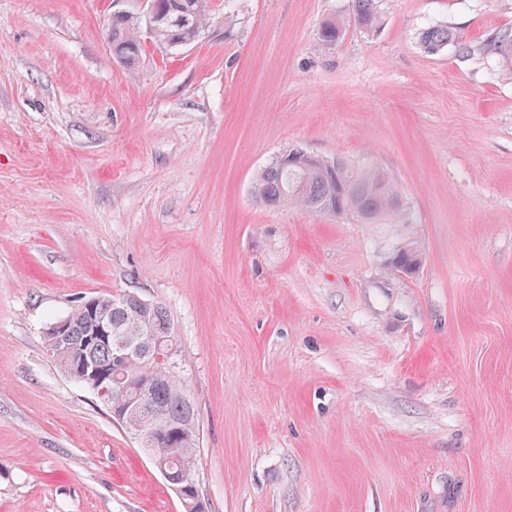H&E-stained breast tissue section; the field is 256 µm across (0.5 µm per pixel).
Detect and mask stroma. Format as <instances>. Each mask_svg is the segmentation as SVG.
<instances>
[{
  "instance_id": "1",
  "label": "stroma",
  "mask_w": 512,
  "mask_h": 512,
  "mask_svg": "<svg viewBox=\"0 0 512 512\" xmlns=\"http://www.w3.org/2000/svg\"><path fill=\"white\" fill-rule=\"evenodd\" d=\"M113 61L127 0H0V512H184L43 333L132 292L173 322L206 512H512V0H210ZM298 148L385 169L404 224L268 207ZM423 264L391 265L404 245ZM154 40L161 45L183 46L198 41L211 19L208 0H155ZM380 0H352V18L336 19L322 23L318 31V39L324 47L335 45L345 34L347 25L353 22L364 30L375 28L380 17ZM422 46L430 51H436L448 44H455L461 55H469L475 52V48L465 41L453 28L446 25L430 26L420 33ZM477 50L495 55L502 60L506 70L512 73V29L498 31Z\"/></svg>"
}]
</instances>
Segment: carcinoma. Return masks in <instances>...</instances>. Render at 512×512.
I'll return each mask as SVG.
<instances>
[{
  "label": "carcinoma",
  "instance_id": "1",
  "mask_svg": "<svg viewBox=\"0 0 512 512\" xmlns=\"http://www.w3.org/2000/svg\"><path fill=\"white\" fill-rule=\"evenodd\" d=\"M156 15L153 22L155 42L175 47L192 44L200 39L209 23L210 2L156 0ZM379 17L380 0H352L351 20L323 22L318 39L325 47L333 46L343 38L349 23L371 30L377 26ZM145 26L146 17L134 11L110 17L107 38L116 63L131 68L139 62L144 51L140 30ZM420 42L430 52L449 44L462 55L479 49L501 59L506 70L512 73V29L498 31L477 49L446 25L424 29L420 33ZM298 153V149L290 151L256 177L254 192L266 205H289L338 217L350 216L365 224L407 223L404 196L388 172L375 167L360 168L338 160L332 163L336 172L330 173L327 162L307 167L296 157ZM94 301L108 307L107 318L114 337L136 341L148 326L157 338H173L171 318L161 304L153 302L144 309L128 293L92 296L66 316L67 338L61 339L48 330L43 334L47 354L68 377L82 360L103 367L112 364L111 342L88 341L98 323V316L89 307ZM126 372L136 373L145 383L148 408L125 415L122 427L129 434L154 424L165 427V448L171 465L176 470H192L200 441L199 419L178 364L167 357L163 349L146 347L142 355L132 358Z\"/></svg>",
  "mask_w": 512,
  "mask_h": 512
}]
</instances>
